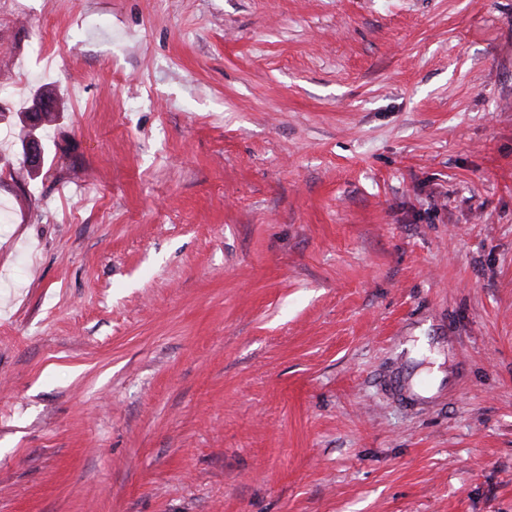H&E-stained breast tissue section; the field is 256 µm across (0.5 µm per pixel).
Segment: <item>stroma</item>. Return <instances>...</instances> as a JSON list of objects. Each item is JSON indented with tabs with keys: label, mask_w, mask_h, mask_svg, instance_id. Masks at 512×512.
Segmentation results:
<instances>
[{
	"label": "stroma",
	"mask_w": 512,
	"mask_h": 512,
	"mask_svg": "<svg viewBox=\"0 0 512 512\" xmlns=\"http://www.w3.org/2000/svg\"><path fill=\"white\" fill-rule=\"evenodd\" d=\"M0 204V512H512V0H0Z\"/></svg>",
	"instance_id": "obj_1"
}]
</instances>
